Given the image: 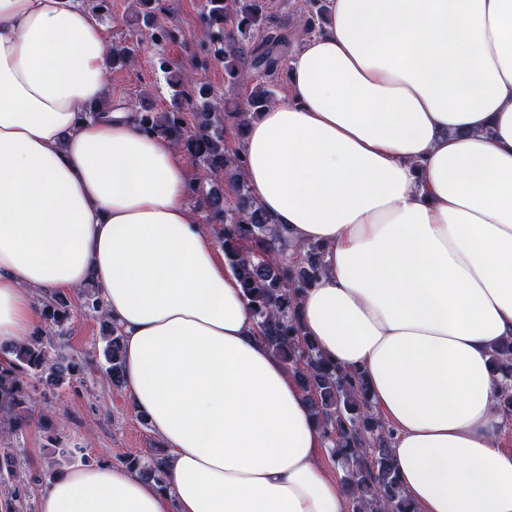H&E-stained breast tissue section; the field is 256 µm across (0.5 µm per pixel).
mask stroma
<instances>
[{"instance_id":"obj_1","label":"stroma","mask_w":512,"mask_h":512,"mask_svg":"<svg viewBox=\"0 0 512 512\" xmlns=\"http://www.w3.org/2000/svg\"><path fill=\"white\" fill-rule=\"evenodd\" d=\"M162 17L175 37L163 42L151 41L144 19L132 0H109L106 9L96 11L95 17L103 26L109 43L138 42L137 58L133 65L113 69L112 98L134 112H163L172 107V89L168 74H175L183 82L204 79L216 98H243L262 83L276 96L287 90V67H279L275 74L264 68L250 69L246 84L228 85L224 80L223 61L211 58L210 53L219 35L201 19L205 0H159ZM267 19L254 43L267 38L287 37L286 55H293L301 43L300 34L313 15L307 0H269ZM208 57L205 72H198L195 60ZM169 63L168 71L158 67L159 59ZM77 309L66 331L67 351L92 358L102 349L100 322L91 313L80 310L81 298L71 294ZM61 444L67 454L54 451L47 435L38 425H30L23 435L8 441L19 468L26 473L66 471L83 464L116 463L124 456L145 457L159 445L150 426L141 423L125 389L88 378L84 387L63 388L49 404Z\"/></svg>"}]
</instances>
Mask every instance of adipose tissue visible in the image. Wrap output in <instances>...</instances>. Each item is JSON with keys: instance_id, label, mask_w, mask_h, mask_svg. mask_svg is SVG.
<instances>
[{"instance_id": "1", "label": "adipose tissue", "mask_w": 512, "mask_h": 512, "mask_svg": "<svg viewBox=\"0 0 512 512\" xmlns=\"http://www.w3.org/2000/svg\"><path fill=\"white\" fill-rule=\"evenodd\" d=\"M288 93L249 119L244 179L325 272L297 317L362 373L414 512H512V0H324ZM80 0H0V343L94 284L167 484L76 467L37 512H350L324 436L219 259L179 150L113 102ZM495 372L502 378L498 397L499 410L512 417V339L495 346L490 354Z\"/></svg>"}]
</instances>
